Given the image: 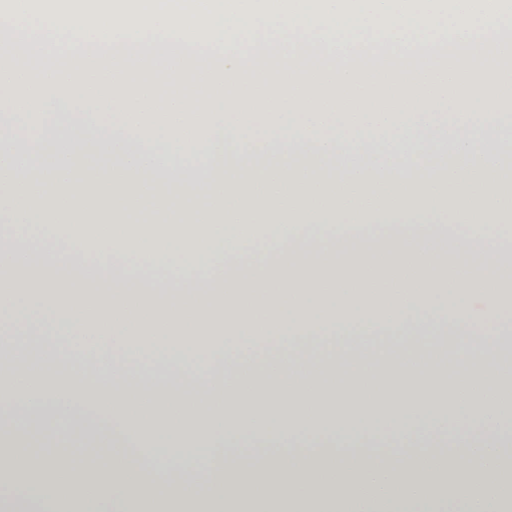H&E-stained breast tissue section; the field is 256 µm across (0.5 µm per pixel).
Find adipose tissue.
Segmentation results:
<instances>
[{
	"mask_svg": "<svg viewBox=\"0 0 512 512\" xmlns=\"http://www.w3.org/2000/svg\"><path fill=\"white\" fill-rule=\"evenodd\" d=\"M0 128V512H79L78 485L96 512H435L456 483L450 512H512L500 100L0 101ZM18 411L92 441L94 480L55 454L12 491Z\"/></svg>",
	"mask_w": 512,
	"mask_h": 512,
	"instance_id": "obj_1",
	"label": "adipose tissue"
}]
</instances>
